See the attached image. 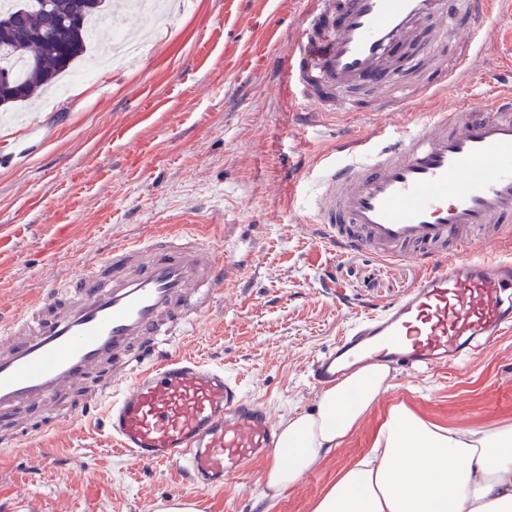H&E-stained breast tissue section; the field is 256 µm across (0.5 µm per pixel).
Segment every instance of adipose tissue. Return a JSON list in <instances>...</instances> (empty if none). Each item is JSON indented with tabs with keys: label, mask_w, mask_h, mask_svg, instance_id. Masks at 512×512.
<instances>
[{
	"label": "adipose tissue",
	"mask_w": 512,
	"mask_h": 512,
	"mask_svg": "<svg viewBox=\"0 0 512 512\" xmlns=\"http://www.w3.org/2000/svg\"><path fill=\"white\" fill-rule=\"evenodd\" d=\"M389 386L387 365L363 367L323 389L314 412L280 421L268 497L341 447ZM311 512H512V424L463 431L395 405L370 451L337 475Z\"/></svg>",
	"instance_id": "obj_1"
}]
</instances>
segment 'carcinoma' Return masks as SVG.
Segmentation results:
<instances>
[{
	"mask_svg": "<svg viewBox=\"0 0 512 512\" xmlns=\"http://www.w3.org/2000/svg\"><path fill=\"white\" fill-rule=\"evenodd\" d=\"M32 2L14 0L0 9V29L11 43L0 49V71L13 76L11 84L0 85V109L34 99L84 55L87 20L102 13L106 0H50L47 12Z\"/></svg>",
	"mask_w": 512,
	"mask_h": 512,
	"instance_id": "obj_1",
	"label": "carcinoma"
}]
</instances>
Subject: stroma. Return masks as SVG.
<instances>
[{"instance_id":"35a3bbf8","label":"stroma","mask_w":512,"mask_h":512,"mask_svg":"<svg viewBox=\"0 0 512 512\" xmlns=\"http://www.w3.org/2000/svg\"><path fill=\"white\" fill-rule=\"evenodd\" d=\"M311 0H187L148 20L102 15L92 54L105 65L54 102L0 116V323L65 285L113 243L188 232L233 266L221 300L198 316L181 352L237 375L275 420L316 408L313 357L356 314L398 298L421 273L403 260L333 251L307 209L300 169L336 156L354 120L305 113L282 69ZM512 5L468 63L470 80L437 96L376 111L387 82L350 94L369 125L399 129L479 97L506 64ZM459 429L512 424V335L463 367L394 375L356 431L277 500L266 495L270 456L203 491L197 512H311L313 501L371 448L391 406ZM173 467L141 468L112 449L99 423L76 420L0 451V512H149L180 497Z\"/></svg>"}]
</instances>
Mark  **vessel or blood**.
I'll list each match as a JSON object with an SVG mask.
<instances>
[{"mask_svg":"<svg viewBox=\"0 0 512 512\" xmlns=\"http://www.w3.org/2000/svg\"><path fill=\"white\" fill-rule=\"evenodd\" d=\"M490 0H468L470 26L494 21ZM449 0H316L301 23L288 75L306 100L391 78L378 110L403 108L392 48L422 30L435 58ZM348 160H326L311 210L324 242L412 260L422 276L394 301L359 315L311 365L318 385L384 363L419 375L458 367L477 345L512 333V254L482 252L478 233L512 238V89L428 113L402 132L368 129ZM221 251L186 233L126 240L84 265L64 287L0 328V446L104 408L115 451L145 466L172 465L198 491L244 472L278 445L267 408L223 367L177 352L182 335L224 288Z\"/></svg>","mask_w":512,"mask_h":512,"instance_id":"b4317fda","label":"vessel or blood"}]
</instances>
